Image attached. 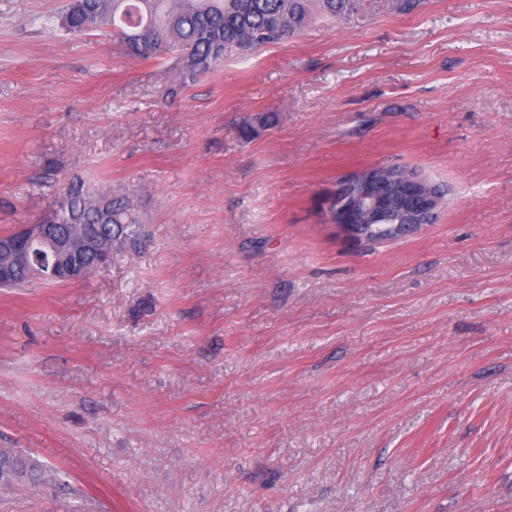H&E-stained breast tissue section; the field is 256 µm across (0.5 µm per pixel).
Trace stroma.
Listing matches in <instances>:
<instances>
[{
    "mask_svg": "<svg viewBox=\"0 0 512 512\" xmlns=\"http://www.w3.org/2000/svg\"><path fill=\"white\" fill-rule=\"evenodd\" d=\"M66 0H0V235L58 184L139 191L144 244L0 288V512H512V0L314 25L180 85ZM58 184L35 177L46 162ZM370 166L445 196L349 244ZM51 478L37 463L21 454L0 451V484L26 483L34 487L49 485Z\"/></svg>",
    "mask_w": 512,
    "mask_h": 512,
    "instance_id": "obj_1",
    "label": "stroma"
}]
</instances>
